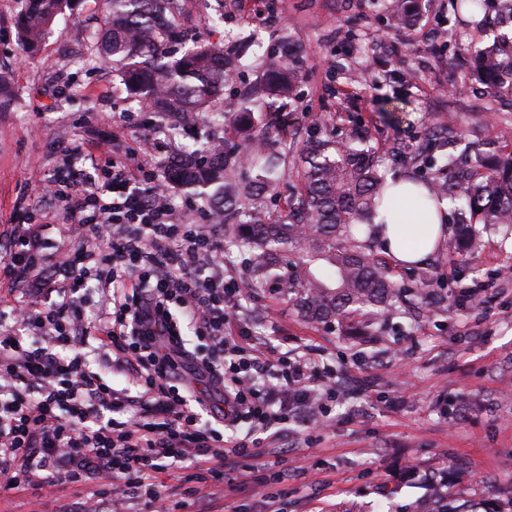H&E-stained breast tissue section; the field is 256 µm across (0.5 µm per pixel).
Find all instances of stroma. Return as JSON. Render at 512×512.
I'll use <instances>...</instances> for the list:
<instances>
[{
    "label": "stroma",
    "mask_w": 512,
    "mask_h": 512,
    "mask_svg": "<svg viewBox=\"0 0 512 512\" xmlns=\"http://www.w3.org/2000/svg\"><path fill=\"white\" fill-rule=\"evenodd\" d=\"M15 0H0V226L35 224L39 186L63 167L72 148L102 140L120 150L158 134L159 122L122 88L112 60L97 46V0H78L35 56L17 37ZM223 13V25L208 19ZM451 0H430L409 39L385 25L380 0H183L178 18L192 40L248 43L224 88L234 111L262 61L287 38L302 78L292 101L297 135L315 119L325 132L366 135L389 175L405 174L415 144L454 120L446 149L462 165L477 154L512 152L500 127L512 125V95L482 85L465 93L458 79L477 31L450 30ZM413 68L411 85L396 80ZM396 101L395 113L384 112ZM134 124L126 126L123 114ZM482 250L455 265L433 253L421 264L448 302L397 305L377 336L306 322L291 302L249 287L244 256L224 254V274L242 297L238 317L275 355L313 352L337 372L336 400L323 425L291 422L263 435L252 464L271 465L284 481L267 493L243 485L202 487L182 512H402L425 500L449 470L459 499L503 502L512 495V238L494 232ZM474 291L460 297L461 288ZM81 491L64 485L54 498L35 490L1 493L0 512H74Z\"/></svg>",
    "instance_id": "obj_1"
}]
</instances>
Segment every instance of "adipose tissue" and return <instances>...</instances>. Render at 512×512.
I'll return each mask as SVG.
<instances>
[{
    "label": "adipose tissue",
    "instance_id": "ef3b65f1",
    "mask_svg": "<svg viewBox=\"0 0 512 512\" xmlns=\"http://www.w3.org/2000/svg\"><path fill=\"white\" fill-rule=\"evenodd\" d=\"M413 192L410 184L397 181L375 218L383 250L406 266L424 263L446 236L443 213L435 206L415 209Z\"/></svg>",
    "mask_w": 512,
    "mask_h": 512
}]
</instances>
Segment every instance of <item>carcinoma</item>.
<instances>
[{"instance_id": "1", "label": "carcinoma", "mask_w": 512, "mask_h": 512, "mask_svg": "<svg viewBox=\"0 0 512 512\" xmlns=\"http://www.w3.org/2000/svg\"><path fill=\"white\" fill-rule=\"evenodd\" d=\"M489 0H453L455 21L475 30L489 25ZM16 27L26 50L38 48L56 17L74 9L76 0H17ZM180 0H102L108 33L106 52L130 96L160 117L187 120L199 112L223 121L229 134L252 130L253 107L265 98L286 106L295 96L298 73L288 47L266 61V76L256 99L228 116L217 109L232 75L222 44H199L167 60V48L181 41L177 27ZM392 26L407 29L416 14L406 0H388ZM494 94H512V39L473 50L468 66L455 82L457 90L472 82ZM279 155L250 137L231 150L203 145L169 160L168 182L182 188L209 189L212 203L224 210V240L242 247L258 288H272L294 301L299 313L316 324L341 318L365 334L395 303L411 296H432L429 275H419L413 288L395 280L397 261L377 257L359 238L390 189L374 161L369 141L356 133L344 141L310 135L290 137L292 113L273 112ZM292 156L300 188L288 200V215H273L265 200L278 193L274 176L280 157ZM410 164L433 171L423 181L424 198L454 205L461 215L453 243V259L466 261L482 246L483 231L512 227V153L475 160L470 172L459 171L437 153L432 140L418 147ZM413 512H507L496 502L457 505L444 491L432 506Z\"/></svg>"}]
</instances>
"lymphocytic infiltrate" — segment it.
Here are the masks:
<instances>
[{
    "label": "lymphocytic infiltrate",
    "instance_id": "1",
    "mask_svg": "<svg viewBox=\"0 0 512 512\" xmlns=\"http://www.w3.org/2000/svg\"><path fill=\"white\" fill-rule=\"evenodd\" d=\"M105 154L99 143L74 147L42 195L43 224L55 200L78 195L75 235L57 250L58 301L13 305L14 324L0 328V489L50 494L68 482L89 490L76 512H122L127 500L177 512L162 474L179 470L187 497L208 477L236 490L237 461L256 434L324 414L336 391L319 380L323 362L273 357L248 336L235 316L240 292L215 260L214 224L170 206L151 150L103 169ZM4 235L0 287L38 279L46 256L31 225ZM92 280L106 292L93 322L79 296ZM187 326L208 354L189 357ZM92 341L132 390L90 368Z\"/></svg>",
    "mask_w": 512,
    "mask_h": 512
}]
</instances>
